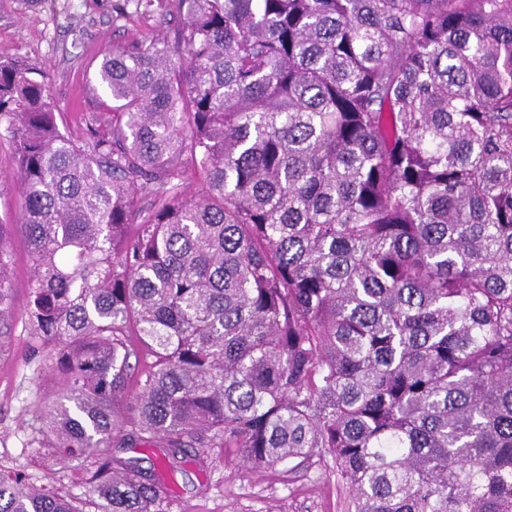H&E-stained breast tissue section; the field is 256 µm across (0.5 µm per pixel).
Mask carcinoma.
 <instances>
[{
  "instance_id": "cac0c4a2",
  "label": "carcinoma",
  "mask_w": 512,
  "mask_h": 512,
  "mask_svg": "<svg viewBox=\"0 0 512 512\" xmlns=\"http://www.w3.org/2000/svg\"><path fill=\"white\" fill-rule=\"evenodd\" d=\"M163 2L81 138L0 60L61 375L34 442L88 462L100 512H160L100 452L133 380L121 448L328 456L347 512H512V0ZM0 512L83 510L0 475Z\"/></svg>"
}]
</instances>
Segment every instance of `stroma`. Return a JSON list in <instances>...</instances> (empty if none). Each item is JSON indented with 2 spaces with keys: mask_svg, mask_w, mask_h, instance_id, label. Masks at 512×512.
<instances>
[{
  "mask_svg": "<svg viewBox=\"0 0 512 512\" xmlns=\"http://www.w3.org/2000/svg\"><path fill=\"white\" fill-rule=\"evenodd\" d=\"M160 11L141 13L126 0H0V57H20L43 70L60 107L62 133L81 136L99 97L89 88L112 46L155 34ZM20 197L13 180L0 187V221L12 223L5 250L13 260L8 330L0 335V471H20L29 485L74 498L83 512H98L86 485V462L65 460L35 438L52 410L59 376L25 321L32 271L22 225L14 218ZM166 445L157 441L117 449L142 474L166 487L163 512H345L348 491L322 461L269 470L240 467L230 448H194L176 468L164 467Z\"/></svg>",
  "mask_w": 512,
  "mask_h": 512,
  "instance_id": "35a3bbf8",
  "label": "stroma"
}]
</instances>
